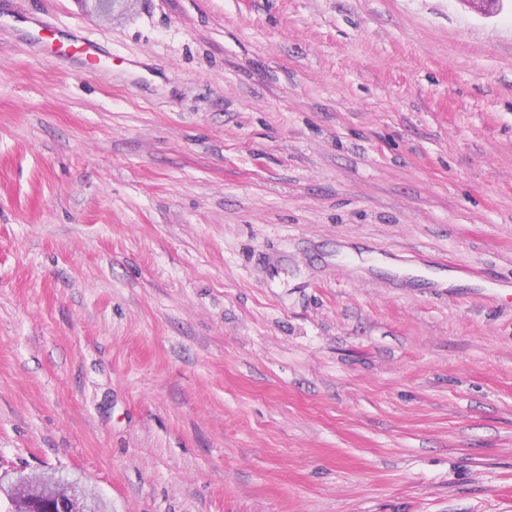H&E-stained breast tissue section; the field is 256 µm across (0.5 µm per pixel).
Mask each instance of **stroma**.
Instances as JSON below:
<instances>
[{"label": "stroma", "mask_w": 512, "mask_h": 512, "mask_svg": "<svg viewBox=\"0 0 512 512\" xmlns=\"http://www.w3.org/2000/svg\"><path fill=\"white\" fill-rule=\"evenodd\" d=\"M8 0L0 476L111 512H512V0ZM0 24L13 26L22 24L23 26L18 27L22 38L39 46L43 55L67 61L80 70H95L108 57L100 44L75 32L64 35L44 21L30 20L19 14L4 16L0 12Z\"/></svg>", "instance_id": "35a3bbf8"}]
</instances>
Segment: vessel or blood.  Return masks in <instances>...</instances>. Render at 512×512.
<instances>
[{"instance_id":"vessel-or-blood-1","label":"vessel or blood","mask_w":512,"mask_h":512,"mask_svg":"<svg viewBox=\"0 0 512 512\" xmlns=\"http://www.w3.org/2000/svg\"><path fill=\"white\" fill-rule=\"evenodd\" d=\"M6 23L18 26L22 38L38 46L43 55L67 61L78 69H97L106 57L100 44L75 32L61 33L47 22L19 14H0V24Z\"/></svg>"}]
</instances>
